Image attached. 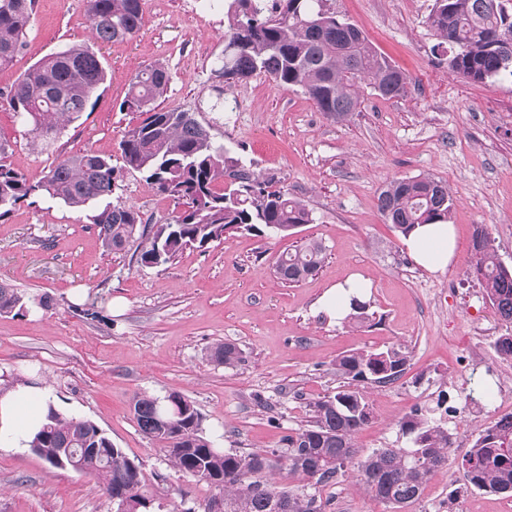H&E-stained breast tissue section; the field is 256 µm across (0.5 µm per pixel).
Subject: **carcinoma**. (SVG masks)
Returning a JSON list of instances; mask_svg holds the SVG:
<instances>
[{
  "mask_svg": "<svg viewBox=\"0 0 512 512\" xmlns=\"http://www.w3.org/2000/svg\"><path fill=\"white\" fill-rule=\"evenodd\" d=\"M36 0H0V68L25 48ZM329 0H232L224 32V56L215 76L230 84L264 75L279 88L307 95L327 117L342 121L356 111L358 84L385 97L405 92L406 75L379 54L355 25L338 18ZM96 43L124 41L143 27L141 0H86ZM428 23L448 45V69L482 83L503 73L512 76V0H434ZM107 79L96 53L85 43L71 42L43 57L9 86L0 87L7 104L33 134L37 148L57 138L65 127L93 108L94 92ZM169 73L162 62L137 72L120 109L139 113L119 143L124 167L143 174L146 183L180 210L163 224H148L141 212L122 202L106 203L90 220L108 252L134 249L137 262L157 267L173 261L187 247L205 248L232 230L259 232L266 227L288 233L312 222V214L284 188L256 175L223 146L192 112L160 110L155 102L167 89ZM117 170L112 158L86 151L59 159L38 181L0 164V219L21 200L47 195L74 211H84L112 196ZM385 223L403 236L417 224L446 223L453 200L448 186L429 177H406L388 183L378 195ZM474 263L467 275L478 281L500 319L512 323V269L499 260L494 239L478 226L472 236ZM326 255L323 242L311 239L274 262L276 277L299 283L317 273ZM45 310L50 299L32 303L8 284L0 283V314ZM346 320H369L366 302L354 296ZM210 357L226 367L242 360L232 343H219ZM410 361L409 351L391 346L382 351H347L336 357V375L358 383L385 386L398 381ZM491 390L476 379L464 406L490 402ZM308 424L286 438L281 450L238 454L215 446L203 430L202 417L182 395L139 394L132 410L147 436L169 441L180 452L169 455L186 475L224 493L211 501L210 512H274L285 499L284 512H326L329 502L319 488L351 472L356 482L381 502L402 509L417 502L429 481L445 464L451 435L433 410L417 409L399 422L412 447L377 448L360 456L356 435L373 418L365 391L352 385L311 399ZM175 423L163 432L158 419ZM29 448L50 467L90 473L108 496L118 493L124 512H154L156 495L143 479L141 465L115 447L94 423L49 407L46 423ZM290 481L271 484L276 468ZM466 483L478 490L512 494V415L479 429L462 461Z\"/></svg>",
  "mask_w": 512,
  "mask_h": 512,
  "instance_id": "obj_1",
  "label": "carcinoma"
}]
</instances>
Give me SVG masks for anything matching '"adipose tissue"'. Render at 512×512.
Instances as JSON below:
<instances>
[{
    "mask_svg": "<svg viewBox=\"0 0 512 512\" xmlns=\"http://www.w3.org/2000/svg\"><path fill=\"white\" fill-rule=\"evenodd\" d=\"M406 247L425 270H447L455 251V228L450 224H421L406 238ZM51 390L38 383H19L0 394V448L16 452L27 448L40 428Z\"/></svg>",
    "mask_w": 512,
    "mask_h": 512,
    "instance_id": "obj_1",
    "label": "adipose tissue"
}]
</instances>
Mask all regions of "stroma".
<instances>
[{
	"label": "stroma",
	"instance_id": "1",
	"mask_svg": "<svg viewBox=\"0 0 512 512\" xmlns=\"http://www.w3.org/2000/svg\"><path fill=\"white\" fill-rule=\"evenodd\" d=\"M229 4L142 0L137 36L95 44L85 0H36L26 47L0 70V86L75 41L91 43L108 78L93 110L45 151L29 145L17 115L0 103V164L36 180L70 154L111 156L119 169L114 199L138 208L149 223H163L175 203L124 169L119 151L138 120L120 108L130 80L159 60L170 77L159 107L194 113L215 144L303 202L312 223L286 236L230 231L148 268L131 252L104 251L86 213L41 196L20 201L0 221V282L28 298L50 296L52 305L0 315V391L25 381L46 384L59 412L92 421L141 463L148 484L163 493L159 512H207L217 489L173 467L162 441L139 430L131 411L136 394H181L224 449L277 450L306 425L307 400L341 385L333 368L339 354L402 345L410 364L394 384L369 387L373 418L357 434L358 448L410 447L400 419L446 394L455 409L441 419L452 436L448 461L406 512H504L512 496L468 487L462 459L479 426L512 414V359L494 347L512 325L466 277L479 224L512 267V76L476 83L451 72L448 51L427 22L433 0H331L408 77L397 97L362 86L357 112L337 122L301 91L264 76L230 85L215 78ZM414 176L442 180L454 201L458 245L442 273L416 264L378 210L382 187ZM310 239L327 248L320 271L282 283L273 273L276 258ZM353 274L369 281L363 299L373 314L357 327L318 308L328 287ZM221 342L241 350L236 367L209 359ZM473 378L493 385V400L481 409L464 405ZM320 493L330 501L327 512H391L348 476ZM0 512L116 506L93 476L50 468L28 450H0Z\"/></svg>",
	"mask_w": 512,
	"mask_h": 512
}]
</instances>
